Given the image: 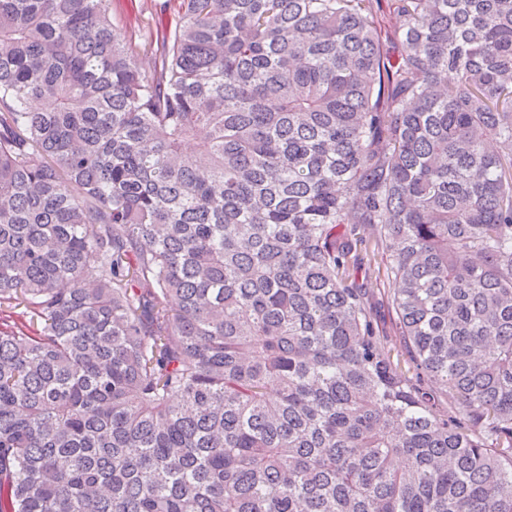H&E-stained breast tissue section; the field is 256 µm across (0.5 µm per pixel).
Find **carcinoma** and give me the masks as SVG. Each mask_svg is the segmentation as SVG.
<instances>
[{
  "instance_id": "obj_1",
  "label": "carcinoma",
  "mask_w": 512,
  "mask_h": 512,
  "mask_svg": "<svg viewBox=\"0 0 512 512\" xmlns=\"http://www.w3.org/2000/svg\"><path fill=\"white\" fill-rule=\"evenodd\" d=\"M110 3L0 0V512H512V0ZM153 0H112V23L117 32L136 48L148 35Z\"/></svg>"
}]
</instances>
